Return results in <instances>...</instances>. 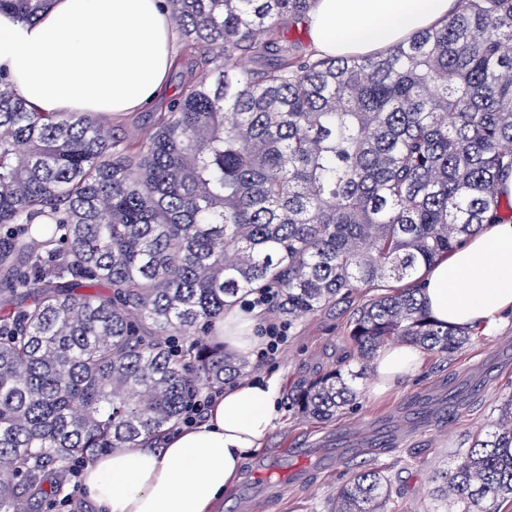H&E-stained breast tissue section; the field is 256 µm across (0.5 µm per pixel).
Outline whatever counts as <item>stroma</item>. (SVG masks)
I'll return each instance as SVG.
<instances>
[{
  "instance_id": "obj_1",
  "label": "stroma",
  "mask_w": 512,
  "mask_h": 512,
  "mask_svg": "<svg viewBox=\"0 0 512 512\" xmlns=\"http://www.w3.org/2000/svg\"><path fill=\"white\" fill-rule=\"evenodd\" d=\"M190 72L188 60H181L155 103L113 120L115 133H151L155 114L167 110ZM363 300L360 294L340 299L295 321L287 341L266 358L247 352L241 381L275 376L287 393L299 379L338 366L357 369L347 334L352 312ZM355 387L354 405L325 423L305 420L282 405L278 424L248 454L238 484L214 512H237L244 485L274 460L287 472L251 512H328L336 487L361 469L391 479L400 512H444L445 473L486 429L501 399L512 394V315L495 332L478 331L454 356L423 352L418 372L387 392H373L367 374Z\"/></svg>"
}]
</instances>
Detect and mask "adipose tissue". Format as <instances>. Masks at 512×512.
Segmentation results:
<instances>
[{
	"mask_svg": "<svg viewBox=\"0 0 512 512\" xmlns=\"http://www.w3.org/2000/svg\"><path fill=\"white\" fill-rule=\"evenodd\" d=\"M455 0H317L309 16L322 57L368 55L436 25ZM178 35L166 0H51L35 24L0 14V73L41 112H97L114 118L164 89ZM433 319L452 328L497 327L512 313V223L487 224L449 257L421 271ZM257 317L224 313L226 348L260 344ZM404 344L382 350L373 384L384 392L420 366ZM280 383L270 376L226 387L205 421L161 442L115 448L88 464L82 488L100 512H212L244 461L277 425Z\"/></svg>",
	"mask_w": 512,
	"mask_h": 512,
	"instance_id": "ef3b65f1",
	"label": "adipose tissue"
}]
</instances>
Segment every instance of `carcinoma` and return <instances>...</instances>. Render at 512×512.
Listing matches in <instances>:
<instances>
[{
	"label": "carcinoma",
	"instance_id": "cac0c4a2",
	"mask_svg": "<svg viewBox=\"0 0 512 512\" xmlns=\"http://www.w3.org/2000/svg\"><path fill=\"white\" fill-rule=\"evenodd\" d=\"M51 0H0L35 21ZM194 77L142 140L93 112H38L0 76V512L16 480L137 448L188 400L239 375L224 311L270 289L293 321L362 291L361 364L395 343L451 356L475 329L431 318L416 276L512 199V0H456L448 18L371 55H296L285 26L316 0H167ZM275 56L256 72L234 59ZM360 371L298 383L328 421ZM446 476L448 512L512 498V395ZM329 512H397L359 471Z\"/></svg>",
	"mask_w": 512,
	"mask_h": 512
}]
</instances>
